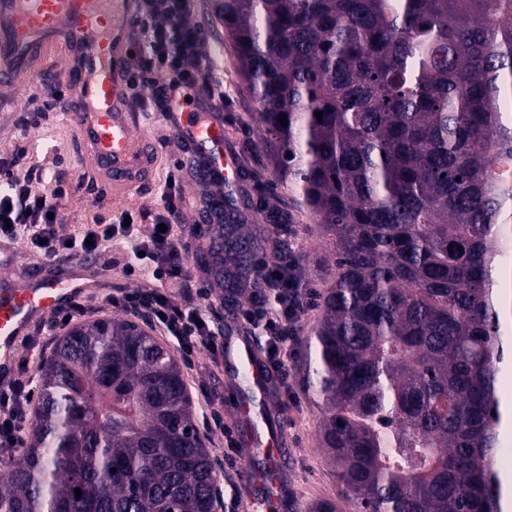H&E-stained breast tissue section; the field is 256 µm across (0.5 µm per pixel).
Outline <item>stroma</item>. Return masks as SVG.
Masks as SVG:
<instances>
[{"mask_svg": "<svg viewBox=\"0 0 512 512\" xmlns=\"http://www.w3.org/2000/svg\"><path fill=\"white\" fill-rule=\"evenodd\" d=\"M189 21L204 30V49L213 61L215 75L224 80V142L240 159L245 178L243 186L252 201L270 207L283 206L292 213L291 233L301 257L303 286L323 293L335 271L334 245L304 206L293 184L275 173L270 158L261 147V130L256 117L258 107L246 90L234 47L224 32V22L215 9L214 0H194ZM65 62L63 49H54L45 58L34 62L29 73L13 89L6 91L5 106L0 109V151H9L19 141L29 143L30 164L61 177L67 190L61 201L66 218L61 231L65 234L76 232L79 225L93 223L96 218L106 219L125 210L155 211L168 172L173 166H180L185 213L182 224L177 227V235L185 246L196 241L198 226L192 209L206 206L216 190L202 178L192 161L172 144L164 127L156 124L149 129L164 149L145 184L136 194L115 199L98 189L91 159L78 153V131L60 111H24L29 97L41 92L42 81L49 79L51 72L63 67ZM186 260L188 265L194 266V276L176 289L175 302L211 310L216 326L225 335H236V312L225 308L220 290L208 288L206 273L195 266V253H187ZM318 315L319 309L315 306L303 315L298 342L288 361L290 383L276 386L273 391V403L287 423L285 487L296 506L295 512H306L311 503L325 499L337 503L340 512H353L321 446L318 433L322 418L320 401L307 384V342ZM182 371L193 397L197 428L212 451L222 512H253L251 493L241 477L243 468L250 462L248 453L242 450L234 458L225 457L227 439L222 431L212 427V410H220L225 423H232L235 418L233 406L224 398L229 368L223 354L214 355L207 349H200L193 364L183 365Z\"/></svg>", "mask_w": 512, "mask_h": 512, "instance_id": "1", "label": "stroma"}]
</instances>
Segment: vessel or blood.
<instances>
[{"mask_svg": "<svg viewBox=\"0 0 512 512\" xmlns=\"http://www.w3.org/2000/svg\"><path fill=\"white\" fill-rule=\"evenodd\" d=\"M138 20L139 0H0V89L12 88L48 48L63 46L66 64L57 78L68 91L62 104L79 131L81 151L93 156L96 172L116 196L141 187L159 152L139 113L133 112L129 93L128 49ZM154 120L173 141L206 160L211 179L221 188L240 184L241 167L224 144V122L218 115L197 111L193 103L179 99ZM11 263L8 257L0 260L4 375L35 324L99 282L87 260L65 258L17 279L7 273ZM224 359L233 368L225 397L237 409L238 440L264 463L260 469L245 468L243 481L261 487L260 503L282 512L287 433L273 409L267 371L246 336L235 348L225 349Z\"/></svg>", "mask_w": 512, "mask_h": 512, "instance_id": "vessel-or-blood-1", "label": "vessel or blood"}]
</instances>
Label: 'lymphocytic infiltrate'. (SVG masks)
I'll use <instances>...</instances> for the list:
<instances>
[{"mask_svg":"<svg viewBox=\"0 0 512 512\" xmlns=\"http://www.w3.org/2000/svg\"><path fill=\"white\" fill-rule=\"evenodd\" d=\"M140 40L133 44L128 82L131 89H149L152 76L162 73L166 82L157 98L160 112L170 109L172 95L189 99L197 91L208 97L224 94V83L212 75L213 65L203 51V30L189 23L193 0H140ZM25 145H14L0 157V239L23 240L39 258L51 261L78 256H103L109 248L123 249L122 275L130 285L109 296L108 305L141 316L175 339L185 358L199 348L217 351L218 338L211 320L201 308L175 304L166 285H179L190 277L185 257L173 231L182 221L180 179L168 174L161 204L153 217L134 212L108 223L84 224L74 234L60 231L65 217L60 201L65 190L60 180L42 170L21 169ZM272 280L268 298L261 305L244 308L245 320L259 329L269 350L272 368L289 379L288 359L297 338L298 324L309 306L302 288L275 287L277 266L267 263ZM34 399L31 380L12 378L0 383V448H21Z\"/></svg>","mask_w":512,"mask_h":512,"instance_id":"lymphocytic-infiltrate-1","label":"lymphocytic infiltrate"}]
</instances>
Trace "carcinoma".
<instances>
[{
  "label": "carcinoma",
  "instance_id": "cac0c4a2",
  "mask_svg": "<svg viewBox=\"0 0 512 512\" xmlns=\"http://www.w3.org/2000/svg\"><path fill=\"white\" fill-rule=\"evenodd\" d=\"M215 5L262 145L335 247L306 364L354 512H507L512 0ZM247 197L224 193L220 239L196 255L228 308L264 297L267 249L285 284L295 262L288 210L254 207L272 237ZM39 379L0 512L218 507L181 367L137 322L74 325Z\"/></svg>",
  "mask_w": 512,
  "mask_h": 512
}]
</instances>
